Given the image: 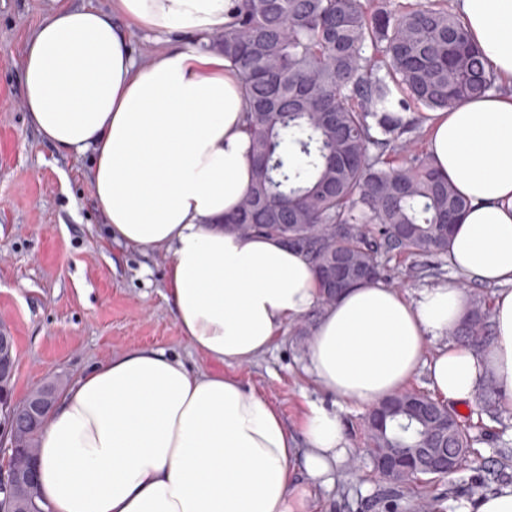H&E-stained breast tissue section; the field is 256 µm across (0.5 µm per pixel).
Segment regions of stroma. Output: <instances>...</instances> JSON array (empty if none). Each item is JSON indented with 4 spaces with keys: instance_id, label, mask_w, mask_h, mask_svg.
Returning a JSON list of instances; mask_svg holds the SVG:
<instances>
[{
    "instance_id": "stroma-1",
    "label": "stroma",
    "mask_w": 512,
    "mask_h": 512,
    "mask_svg": "<svg viewBox=\"0 0 512 512\" xmlns=\"http://www.w3.org/2000/svg\"><path fill=\"white\" fill-rule=\"evenodd\" d=\"M55 0H0V326L17 349L14 401L22 403L50 382L69 387L90 367L132 348L152 347L198 372L219 368L182 336L166 301V253L112 241L95 204L90 154L64 155L26 119L22 56L30 33ZM420 258L393 254L389 266L400 289L452 280L420 272ZM290 323L267 353L246 364H224L275 405L300 434L307 404L336 407L354 454L335 482L313 490L312 512H388L387 485L365 453L362 406L335 400L305 372L309 337ZM471 442L451 477L427 475L405 489L398 512H469L466 490L480 481L486 492L512 485V406L461 409Z\"/></svg>"
}]
</instances>
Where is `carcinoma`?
Segmentation results:
<instances>
[{
  "label": "carcinoma",
  "mask_w": 512,
  "mask_h": 512,
  "mask_svg": "<svg viewBox=\"0 0 512 512\" xmlns=\"http://www.w3.org/2000/svg\"><path fill=\"white\" fill-rule=\"evenodd\" d=\"M224 54L241 77L254 175L224 228L263 234L304 254L318 276L319 309L338 294L321 279L337 258L373 282L390 279L379 258L394 251L440 268L449 225L466 199L418 149L419 112H446L496 87L448 0H415L390 9L379 0H232L224 31L200 43ZM453 337L490 344V316L473 299ZM404 391L365 427L370 448L407 453L448 422L444 453L462 465L469 435L448 405L433 401L431 420L404 409ZM18 469L38 454L41 423L28 403L12 405ZM431 471L390 483L387 497Z\"/></svg>",
  "instance_id": "1"
}]
</instances>
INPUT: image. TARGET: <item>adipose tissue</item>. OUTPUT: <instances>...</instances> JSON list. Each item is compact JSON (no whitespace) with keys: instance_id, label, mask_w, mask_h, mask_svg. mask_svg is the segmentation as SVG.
<instances>
[{"instance_id":"obj_1","label":"adipose tissue","mask_w":512,"mask_h":512,"mask_svg":"<svg viewBox=\"0 0 512 512\" xmlns=\"http://www.w3.org/2000/svg\"><path fill=\"white\" fill-rule=\"evenodd\" d=\"M114 12L58 5L27 38L23 108L66 155L93 154L94 199L116 242L170 254L164 280L182 335L221 364L267 352L312 309L316 274L275 239L225 231L251 183L246 106L223 56L175 44L140 63L115 23L158 34L223 31L231 0H113ZM471 40L512 87V0H457ZM429 153L468 207L448 238L456 279L406 296L343 292L307 349L314 382L371 406L426 369L460 408L485 387L512 403V90L428 112ZM496 286L491 344L448 342L462 281ZM441 341L425 358L427 341ZM298 448L280 411L236 377L196 373L135 348L77 379L38 433L49 512H310L351 455L336 410L308 404Z\"/></svg>"}]
</instances>
